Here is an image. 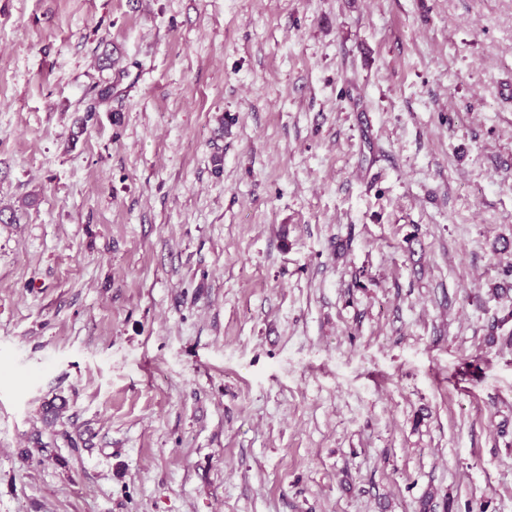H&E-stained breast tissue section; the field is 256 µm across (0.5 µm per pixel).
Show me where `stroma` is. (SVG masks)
I'll return each instance as SVG.
<instances>
[{
    "label": "stroma",
    "mask_w": 512,
    "mask_h": 512,
    "mask_svg": "<svg viewBox=\"0 0 512 512\" xmlns=\"http://www.w3.org/2000/svg\"><path fill=\"white\" fill-rule=\"evenodd\" d=\"M0 212V512H512V0H0Z\"/></svg>",
    "instance_id": "obj_1"
}]
</instances>
